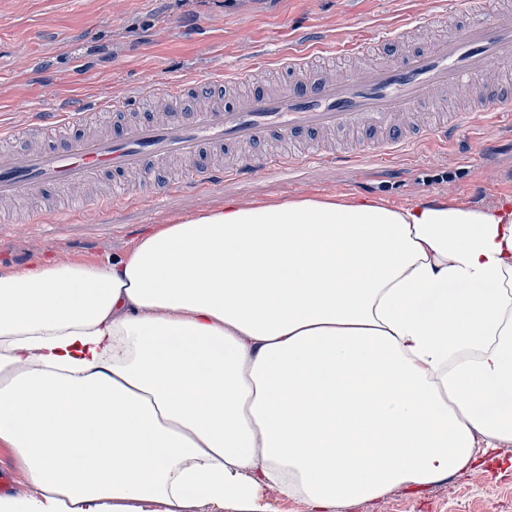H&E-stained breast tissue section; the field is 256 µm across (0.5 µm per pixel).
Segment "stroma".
Listing matches in <instances>:
<instances>
[{
	"label": "stroma",
	"mask_w": 512,
	"mask_h": 512,
	"mask_svg": "<svg viewBox=\"0 0 512 512\" xmlns=\"http://www.w3.org/2000/svg\"><path fill=\"white\" fill-rule=\"evenodd\" d=\"M436 6L446 13L432 26L416 28L403 47H384L388 62L400 52L453 37L455 25L465 19L458 0H0V125L16 132L0 146L24 148L31 113L54 111L60 99L119 97L145 79H210L254 57L272 60L315 43L331 52L354 31L381 34L414 24ZM20 98L27 100V111L15 110ZM496 133L480 120L449 144L414 143L382 162L364 157L353 178L331 165L304 162L248 180H225L203 201L181 192L144 204L141 195L154 189L148 177L131 184L137 197L122 211L91 221L65 214L52 224L37 223V207L62 206L61 194L25 196L16 203L15 221L0 222V275L45 263L116 261L146 234L201 208H222L228 199L262 205L338 193L348 200L403 206L423 194L488 208L500 201V189L512 187V150L503 146L487 156L500 172L496 192L474 190L481 171L464 156ZM452 181L458 185L453 194L448 191ZM341 512H512V443L498 444L481 470L461 471L416 492L396 486L379 497L351 502Z\"/></svg>",
	"instance_id": "stroma-1"
}]
</instances>
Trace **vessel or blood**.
Wrapping results in <instances>:
<instances>
[{
  "instance_id": "obj_1",
  "label": "vessel or blood",
  "mask_w": 512,
  "mask_h": 512,
  "mask_svg": "<svg viewBox=\"0 0 512 512\" xmlns=\"http://www.w3.org/2000/svg\"><path fill=\"white\" fill-rule=\"evenodd\" d=\"M465 4L470 22L457 36L436 40L390 64L377 60L372 38L354 33L338 43L335 52L364 59L365 64L346 76L324 68L319 76L306 78L312 58L288 52L277 58L278 69L301 73L303 81L267 86V66L259 62L226 75L225 84L247 82L254 86L229 105L216 101L189 114L178 111L181 98L207 99L209 95L207 83L187 78L158 86L137 84L138 94L173 105V113L123 122L106 135L71 137L63 129L87 125L102 111L121 113L126 101L101 100L37 114L35 129L54 138L55 144L22 155L0 154V204L47 188H59L76 197L99 174L122 177L145 170L158 176L157 193H201L228 177L248 178L268 167L292 168L306 161L302 152L268 150L271 141L299 145L307 137H322L339 129L352 134L355 148L323 150L314 158L353 169L370 149L387 156L406 148L413 138L455 140L463 126L479 117L510 118L512 107L484 100L439 122H414L416 113L428 111L436 99L466 95L489 73L512 74V21L494 20L490 0H465ZM228 145L249 147L250 153L229 169L203 161L204 151L220 152ZM172 157L189 163L173 178L164 167ZM130 200L127 194L102 196L81 203L78 211L114 212Z\"/></svg>"
}]
</instances>
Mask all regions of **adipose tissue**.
<instances>
[{
    "label": "adipose tissue",
    "instance_id": "obj_1",
    "mask_svg": "<svg viewBox=\"0 0 512 512\" xmlns=\"http://www.w3.org/2000/svg\"><path fill=\"white\" fill-rule=\"evenodd\" d=\"M484 445H477V437ZM512 442V198L227 201L0 276V512H338ZM4 468L11 472L14 477L16 489L6 493H0L1 496L12 494L36 495L37 490L28 483L23 465L15 455L12 448L5 444H0V470ZM9 485L8 479L3 470L0 471V491L5 490ZM270 509L276 512H307V507L300 499H284L277 491L265 489L262 492Z\"/></svg>",
    "mask_w": 512,
    "mask_h": 512
}]
</instances>
